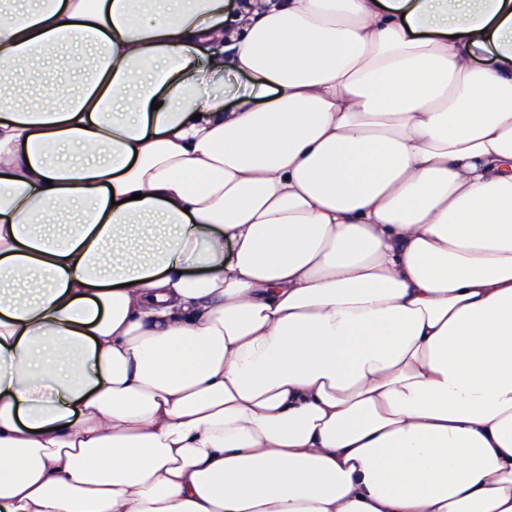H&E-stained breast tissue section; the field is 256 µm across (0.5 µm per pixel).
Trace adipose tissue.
<instances>
[{"label":"adipose tissue","instance_id":"adipose-tissue-1","mask_svg":"<svg viewBox=\"0 0 512 512\" xmlns=\"http://www.w3.org/2000/svg\"><path fill=\"white\" fill-rule=\"evenodd\" d=\"M0 512H512V0L1 6Z\"/></svg>","mask_w":512,"mask_h":512}]
</instances>
